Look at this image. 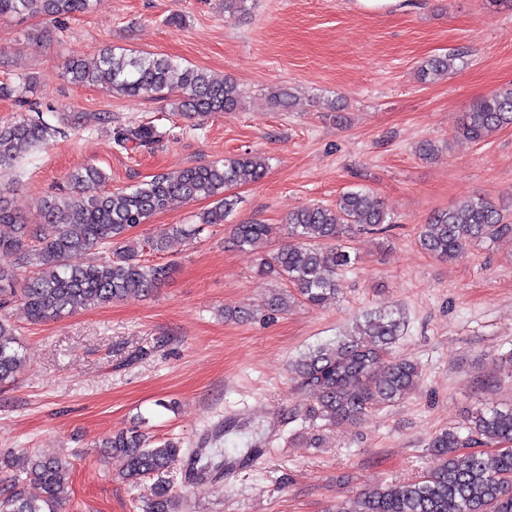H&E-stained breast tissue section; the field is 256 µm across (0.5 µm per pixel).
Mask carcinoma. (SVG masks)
Here are the masks:
<instances>
[{"mask_svg":"<svg viewBox=\"0 0 512 512\" xmlns=\"http://www.w3.org/2000/svg\"><path fill=\"white\" fill-rule=\"evenodd\" d=\"M94 0H0V17H40L49 23L92 9ZM455 57H435L420 69L421 79L448 74ZM68 80L95 86L130 99L176 97L180 115L193 119L233 112L240 105L236 86L208 71L182 66L154 53H125L108 48L88 63L79 56L64 67ZM36 81L22 86L0 84V98L29 103ZM278 108L293 105L287 86L270 92ZM512 126V85L502 87L464 113L458 135L482 142ZM58 128L40 116L21 114L0 126V174L21 176L20 161L30 149L43 146ZM115 143L133 150L160 141L151 125L114 129ZM268 167L260 154L246 152L174 172H158L126 188L106 187L105 172L95 166L77 168L68 187L41 200L37 222L25 223L12 209L7 189L0 187V383L10 381L24 362L8 309L21 304L33 323L59 319L79 310L112 304L130 295L147 297L169 277L167 265H146L139 259L141 242L129 232L165 210L175 199H211L214 206L196 224H172L148 240L164 252L170 240H191L206 226L222 224L236 201L226 195L241 182L261 180ZM387 223L382 203L365 189L350 190L333 206L313 205L288 213L284 226L290 243L260 256L257 273L291 285L276 290L266 303L271 314L296 301L319 308L339 292L337 271L352 258L340 244L354 225L375 229ZM271 224L248 222L232 228V241L248 252L258 250L274 232ZM512 236V222L486 199L460 201L434 213L421 225L418 244L433 257L453 261L480 244ZM106 249L98 263L72 265L69 258L92 249ZM29 270L24 275L21 270ZM403 319L396 310L368 311L352 330L301 356L292 370L308 387L311 403L305 420L334 426L359 422L372 410L403 400L420 384L422 369L397 359L391 351L401 335ZM493 449H487V446ZM106 453L125 462L122 479L137 485L154 477L146 512H172L176 497L171 469L182 454L173 438L151 440L140 427L117 431L103 444ZM433 465L417 479L384 483L342 501L336 512H512V406H488L473 412L461 426L436 433L428 444ZM73 468L66 456L26 457L20 474L0 490V512H61L69 500Z\"/></svg>","mask_w":512,"mask_h":512,"instance_id":"carcinoma-1","label":"carcinoma"}]
</instances>
